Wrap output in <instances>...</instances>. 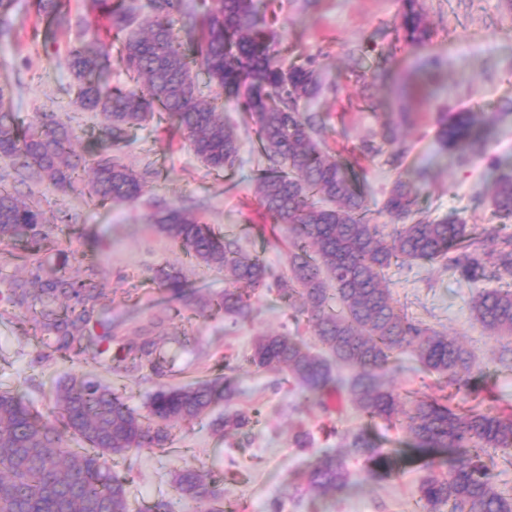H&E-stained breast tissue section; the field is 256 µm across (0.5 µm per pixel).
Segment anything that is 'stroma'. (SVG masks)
Returning a JSON list of instances; mask_svg holds the SVG:
<instances>
[{"instance_id":"obj_1","label":"stroma","mask_w":512,"mask_h":512,"mask_svg":"<svg viewBox=\"0 0 512 512\" xmlns=\"http://www.w3.org/2000/svg\"><path fill=\"white\" fill-rule=\"evenodd\" d=\"M422 2L430 37L422 45L403 46L396 43L394 30L401 0H277L279 54L288 61L301 54L315 59L321 90L301 108L319 113L318 139L352 165L374 223L391 224L383 203L393 183L403 179L412 184L417 207L428 219L453 216L478 232L501 229L490 188L496 167H512V112L501 111L502 99L512 97V0ZM35 23L31 4L19 0L16 34L0 39V78L21 76L15 110L26 122L39 112L71 109L64 56L45 52L33 35ZM446 113L471 114L483 139L481 151L465 157L441 147L439 120ZM224 120L236 127L241 147L234 167L220 175L208 172L188 140L163 122L130 129L118 152L125 163L138 169L149 164L158 172L136 202L94 208L75 192L19 188L24 195L35 193L48 217H56L63 206L78 215L77 223L59 225L57 243L40 256L43 270L62 268L79 276L96 266L106 316L119 323L125 340L149 334L168 362L167 376L118 375L109 362L84 356L40 360V340L20 322L0 318V388L23 390L49 417L56 386L90 374L141 412L161 385L231 372L238 389L233 409L261 411L247 438L219 436L204 417L177 425L171 448L141 449L131 462L115 461L114 470H132L133 499H163L172 512L201 510L175 490L176 474L189 465L217 479L233 473L224 484L229 512H267L275 499L281 512H306L290 485L322 451L339 448L341 441L325 435L326 417L284 374L256 370L243 357L255 337L265 333L286 330L314 344L311 326L291 321L287 303L273 293L252 297V313L245 319L189 310L168 319L162 312L166 293L155 278L158 268L180 270L208 298L222 295L226 282L223 273L200 270L179 245L156 232L148 222L154 212L193 209L274 271L287 267V227L259 230L266 218L257 183L267 163L257 150L254 129L232 102L224 105ZM370 144L375 147L371 153L366 150ZM93 237L104 238L106 248H86L85 239ZM388 287L411 316L459 337L475 353L484 375L449 385L457 400L484 410L512 406V371L494 362L502 343L470 315L477 285L439 264L416 261L392 266ZM300 430L310 433L311 448L293 444ZM346 467L348 487L326 499L322 512H418V486L426 474L421 463L398 460L394 475L379 482L368 479L356 456H347Z\"/></svg>"}]
</instances>
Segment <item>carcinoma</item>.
Wrapping results in <instances>:
<instances>
[{"label":"carcinoma","mask_w":512,"mask_h":512,"mask_svg":"<svg viewBox=\"0 0 512 512\" xmlns=\"http://www.w3.org/2000/svg\"><path fill=\"white\" fill-rule=\"evenodd\" d=\"M70 0H32L43 24V45L59 47L73 28ZM105 20L90 37L66 46L70 77L67 93L77 112L102 117L76 145L71 121L56 112H39L36 121L19 120L14 108L21 84H0V245L20 246L32 256L55 243L51 222L39 201L19 197L13 179L48 189L77 191L87 204L133 202L146 190L152 172L123 163L112 151L127 131L165 113L187 135L195 157L209 170L235 165L240 140L224 122L218 100L235 101L247 113L268 167L258 181V202L275 224L288 225V271L274 273L236 241L215 232L192 210L170 209L154 217L153 228L180 243L197 266L224 272L230 287L217 299L202 300L179 271L157 274L169 300L194 312L218 310L247 318L250 297L276 290L294 318L312 326L324 353L311 352L286 333L257 337L245 361L256 370L285 371L322 412L344 394L369 420L403 426L411 448L384 451L362 429L343 436L348 452L362 458L367 475L391 477L395 458L407 451L426 459L419 485L421 512H512V497L493 480L495 457L512 453V409L495 414L451 405L452 395H418L405 400L386 385L384 372L396 351L411 349L423 368L446 383L472 379L479 368L472 351L455 337L409 316L387 287L393 265L416 260L446 261L448 270L472 283L512 280V233L474 234L457 218L419 219L389 236L372 223L366 196L354 170L322 149L315 134L317 114L299 103L320 88L315 60L285 65L276 59V37L256 0H87ZM18 0H0V38L14 33ZM184 20L181 32L174 18ZM398 30L408 45L430 34L419 0H403ZM126 72V84L103 80L112 58ZM216 89L212 101L200 99L197 74ZM444 146L471 140L464 118L441 119ZM494 215L512 219V169L498 171L492 186ZM411 186L397 180L384 211L404 220L415 213ZM103 288L94 267L82 278L60 271L31 278L0 279V297L18 312L51 352L63 357L88 354L111 362L116 373L146 369L167 375L155 342L117 339L112 320L103 317ZM484 331L512 338V289L484 288L470 305ZM352 369L344 375L335 366ZM237 388L230 376L161 387L146 402L147 414L130 408L112 387L88 376L71 377L59 388L58 416L45 422L18 391L0 389V512H132L130 473L118 474L108 459L129 458L142 448L164 449L172 429L191 422L222 403L224 415L211 422L220 435L242 434L260 414L230 409ZM81 448L66 447V436ZM339 450H326L295 487L298 501L334 493L348 484ZM175 488L184 498L203 503V512H225L224 490L195 467L181 470Z\"/></svg>","instance_id":"1"}]
</instances>
